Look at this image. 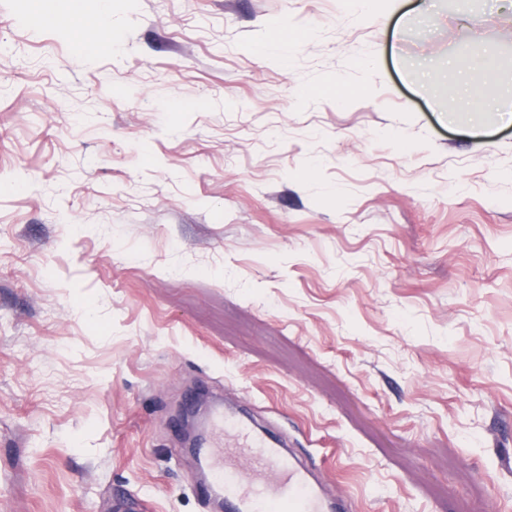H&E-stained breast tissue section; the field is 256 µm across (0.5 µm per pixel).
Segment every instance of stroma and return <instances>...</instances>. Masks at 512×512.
I'll use <instances>...</instances> for the list:
<instances>
[{"mask_svg":"<svg viewBox=\"0 0 512 512\" xmlns=\"http://www.w3.org/2000/svg\"><path fill=\"white\" fill-rule=\"evenodd\" d=\"M108 30L0 0V512H216L203 384L358 512H512V119L448 111L451 58L512 86V0H112Z\"/></svg>","mask_w":512,"mask_h":512,"instance_id":"obj_1","label":"stroma"}]
</instances>
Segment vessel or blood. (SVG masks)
<instances>
[{
    "mask_svg": "<svg viewBox=\"0 0 512 512\" xmlns=\"http://www.w3.org/2000/svg\"><path fill=\"white\" fill-rule=\"evenodd\" d=\"M204 500L223 496L224 512H354L351 498L325 497L312 471L281 441L225 414L214 424L205 471L193 478Z\"/></svg>",
    "mask_w": 512,
    "mask_h": 512,
    "instance_id": "b4317fda",
    "label": "vessel or blood"
}]
</instances>
